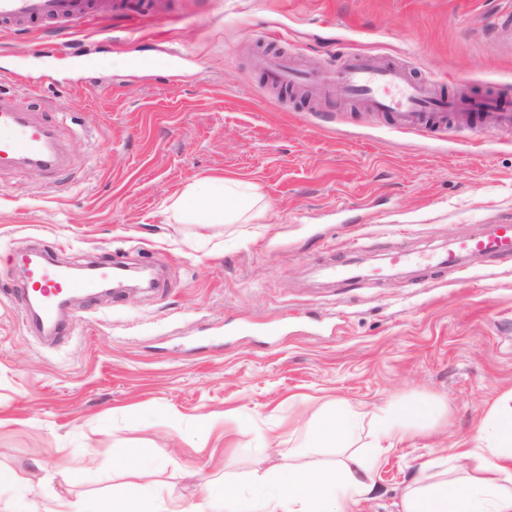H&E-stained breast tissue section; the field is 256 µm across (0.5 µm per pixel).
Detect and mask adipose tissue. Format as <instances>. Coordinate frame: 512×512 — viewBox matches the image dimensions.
Instances as JSON below:
<instances>
[{"label": "adipose tissue", "instance_id": "1", "mask_svg": "<svg viewBox=\"0 0 512 512\" xmlns=\"http://www.w3.org/2000/svg\"><path fill=\"white\" fill-rule=\"evenodd\" d=\"M260 199L251 185L213 176L171 198L166 210L180 223L237 224L252 219ZM363 418L356 409L339 415L336 445L344 454L334 467L307 469L295 450H285L277 475H253L259 495L225 496L224 512H356L373 490L375 463L406 435L401 419L381 414L360 437ZM402 512H512V391L497 400L470 445H453L423 465L404 489Z\"/></svg>", "mask_w": 512, "mask_h": 512}]
</instances>
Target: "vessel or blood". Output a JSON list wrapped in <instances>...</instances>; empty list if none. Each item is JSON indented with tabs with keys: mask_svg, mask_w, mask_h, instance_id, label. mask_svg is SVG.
<instances>
[{
	"mask_svg": "<svg viewBox=\"0 0 512 512\" xmlns=\"http://www.w3.org/2000/svg\"><path fill=\"white\" fill-rule=\"evenodd\" d=\"M95 9L94 0H0V26L70 25L87 19ZM265 69L271 83L283 88H339L370 110L387 115L390 129L398 133L443 132L450 118L459 116L494 133L512 129V109L494 94L470 95L468 80H459L457 93L446 97L439 94L434 81L413 77L408 65L384 62L373 55L342 60L332 79L302 69L288 56L268 61ZM62 164L52 125L0 99V171L24 167L52 172ZM496 256L512 257L511 223L457 239L437 263L457 270L465 258ZM115 270V265L106 264L100 266L97 277L81 278L47 256L27 263L26 286L21 292L25 317L39 332L58 331L64 303L72 297L93 298L101 279L111 277Z\"/></svg>",
	"mask_w": 512,
	"mask_h": 512,
	"instance_id": "b4317fda",
	"label": "vessel or blood"
}]
</instances>
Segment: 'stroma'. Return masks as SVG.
Instances as JSON below:
<instances>
[{
    "label": "stroma",
    "instance_id": "1",
    "mask_svg": "<svg viewBox=\"0 0 512 512\" xmlns=\"http://www.w3.org/2000/svg\"><path fill=\"white\" fill-rule=\"evenodd\" d=\"M72 25L0 30V96L51 121L62 170L0 172V466L30 507L44 490L113 512L209 486L252 489L280 449L337 408L417 404L357 512H400L420 465L469 437L512 390V261L461 272L387 267L512 222V134L390 132L337 93L283 92L261 62L309 69L374 54L448 96L512 94V0H159ZM257 184L249 224H180L165 201L206 176ZM123 262L155 275L91 303L67 332H28L19 261ZM364 261L350 284L324 263ZM216 418L213 429L199 425ZM136 457L133 469L118 462Z\"/></svg>",
    "mask_w": 512,
    "mask_h": 512
}]
</instances>
